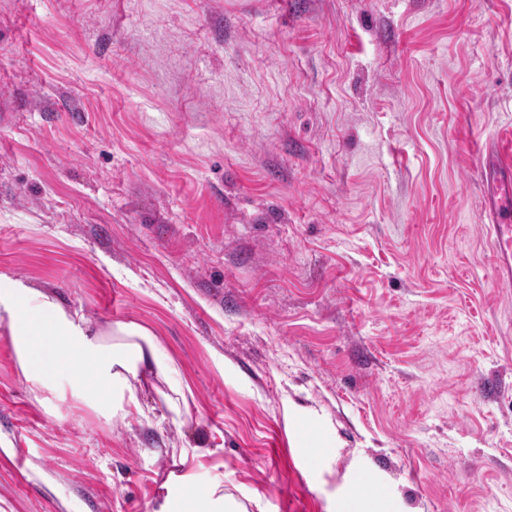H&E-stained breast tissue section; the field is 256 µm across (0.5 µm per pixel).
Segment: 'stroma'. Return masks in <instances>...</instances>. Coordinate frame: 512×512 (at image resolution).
Here are the masks:
<instances>
[{
	"mask_svg": "<svg viewBox=\"0 0 512 512\" xmlns=\"http://www.w3.org/2000/svg\"><path fill=\"white\" fill-rule=\"evenodd\" d=\"M508 129L512 0H0V275L192 392L51 411L0 328V512H152L193 446L246 512H512ZM489 159L488 179L491 191L484 198V208L491 224H484L493 245L496 264L493 282L498 286L512 284V138H499L481 148Z\"/></svg>",
	"mask_w": 512,
	"mask_h": 512,
	"instance_id": "stroma-1",
	"label": "stroma"
}]
</instances>
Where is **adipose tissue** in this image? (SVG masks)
Returning a JSON list of instances; mask_svg holds the SVG:
<instances>
[{
    "mask_svg": "<svg viewBox=\"0 0 512 512\" xmlns=\"http://www.w3.org/2000/svg\"><path fill=\"white\" fill-rule=\"evenodd\" d=\"M0 328L10 336L17 367L39 405L52 409L72 400L99 419L142 414L137 385L152 375L164 411L160 421L179 423L189 412L187 384L146 327L117 322L100 327L48 290L25 278L0 275ZM201 454L182 448L173 477L156 512H244L220 481L196 485L186 466ZM193 497H186V488Z\"/></svg>",
    "mask_w": 512,
    "mask_h": 512,
    "instance_id": "ef3b65f1",
    "label": "adipose tissue"
}]
</instances>
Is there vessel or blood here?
Masks as SVG:
<instances>
[{"label":"vessel or blood","mask_w":512,"mask_h":512,"mask_svg":"<svg viewBox=\"0 0 512 512\" xmlns=\"http://www.w3.org/2000/svg\"><path fill=\"white\" fill-rule=\"evenodd\" d=\"M481 151L489 160L491 190L484 198L489 223L484 231L496 258L493 281L508 286L512 284V138H499Z\"/></svg>","instance_id":"1"}]
</instances>
